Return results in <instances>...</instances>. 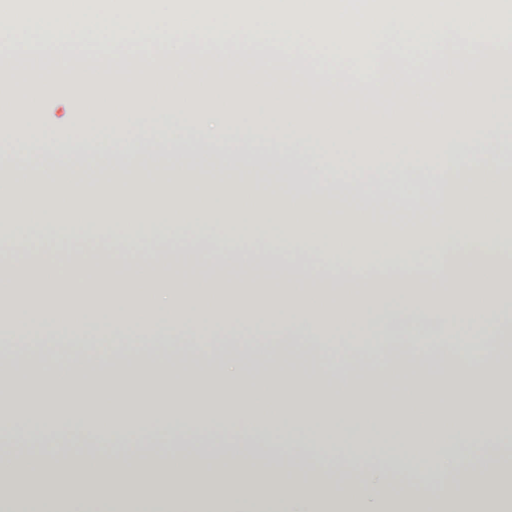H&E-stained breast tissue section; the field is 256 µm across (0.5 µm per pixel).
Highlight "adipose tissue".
Segmentation results:
<instances>
[{"label": "adipose tissue", "mask_w": 512, "mask_h": 512, "mask_svg": "<svg viewBox=\"0 0 512 512\" xmlns=\"http://www.w3.org/2000/svg\"><path fill=\"white\" fill-rule=\"evenodd\" d=\"M184 0H0V81L15 112L69 127L82 116L65 86V24L83 13H180ZM107 151L35 132L0 147V200L12 202L19 237L0 239V352L62 351L77 343L104 364L80 387L51 390L42 409L0 418V478L38 490L51 512H74L61 487L124 503L152 488L164 512L205 489L200 512H252L254 491L288 512H512V459H504L512 414L500 382L512 372V136L483 124L335 123L283 117L155 111L161 144L142 151L108 114ZM210 160L199 182L195 159ZM221 203L218 213L203 199ZM185 237L216 217V251L157 248L141 258L134 225L144 206ZM436 224H378L386 207ZM111 240L105 264L77 265L51 244L58 225ZM277 228L320 255L282 261L249 249L246 232ZM343 253L325 252L326 241ZM466 326L494 354L434 370L450 330ZM431 337V350L396 337ZM250 336L270 360L300 343L317 349L364 336L392 346L381 367L346 370L326 383L277 373L241 379L242 354L225 359L220 404L205 380L177 371L161 379L149 418L124 413L114 352L139 339L182 344ZM405 378L394 388L393 378ZM233 421L241 437L204 430ZM392 426L397 451L374 440ZM94 428L101 437L161 429L108 464L93 449L42 447L36 433ZM9 450H2V443ZM343 458L325 469L328 449ZM420 465L408 470L409 458ZM442 494H431L439 476Z\"/></svg>", "instance_id": "1"}]
</instances>
